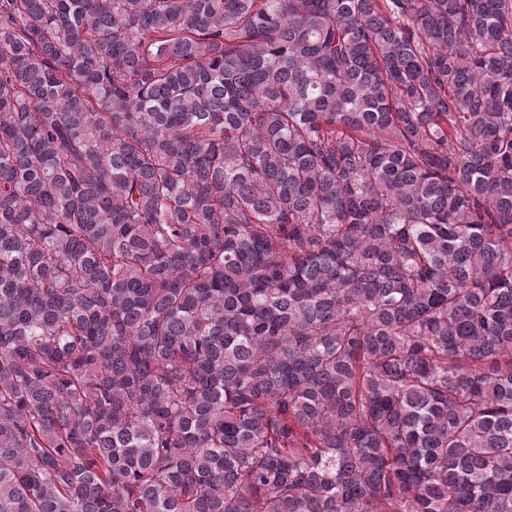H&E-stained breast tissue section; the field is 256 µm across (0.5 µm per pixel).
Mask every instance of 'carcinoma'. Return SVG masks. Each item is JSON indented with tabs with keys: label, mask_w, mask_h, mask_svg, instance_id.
I'll list each match as a JSON object with an SVG mask.
<instances>
[{
	"label": "carcinoma",
	"mask_w": 512,
	"mask_h": 512,
	"mask_svg": "<svg viewBox=\"0 0 512 512\" xmlns=\"http://www.w3.org/2000/svg\"><path fill=\"white\" fill-rule=\"evenodd\" d=\"M0 512H512V0H0Z\"/></svg>",
	"instance_id": "obj_1"
}]
</instances>
